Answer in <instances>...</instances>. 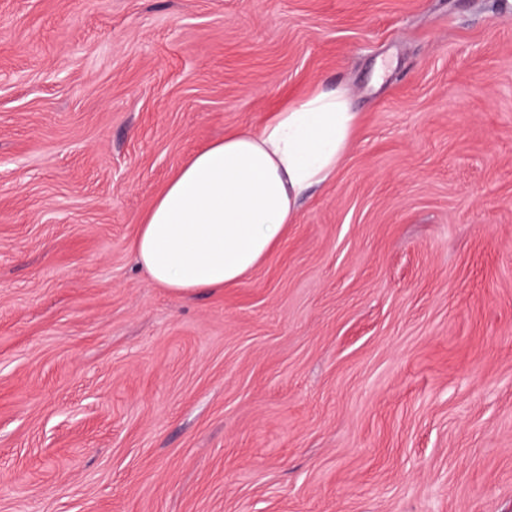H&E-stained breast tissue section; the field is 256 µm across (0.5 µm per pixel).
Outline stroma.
<instances>
[{"label":"stroma","mask_w":512,"mask_h":512,"mask_svg":"<svg viewBox=\"0 0 512 512\" xmlns=\"http://www.w3.org/2000/svg\"><path fill=\"white\" fill-rule=\"evenodd\" d=\"M319 84L334 181L154 285L166 183ZM0 512H512V0H0Z\"/></svg>","instance_id":"obj_1"}]
</instances>
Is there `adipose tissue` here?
<instances>
[{
    "label": "adipose tissue",
    "instance_id": "ef3b65f1",
    "mask_svg": "<svg viewBox=\"0 0 512 512\" xmlns=\"http://www.w3.org/2000/svg\"><path fill=\"white\" fill-rule=\"evenodd\" d=\"M357 122L344 93L314 87L197 151L144 214L131 249L160 287L236 285L280 244L308 192L333 180Z\"/></svg>",
    "mask_w": 512,
    "mask_h": 512
}]
</instances>
